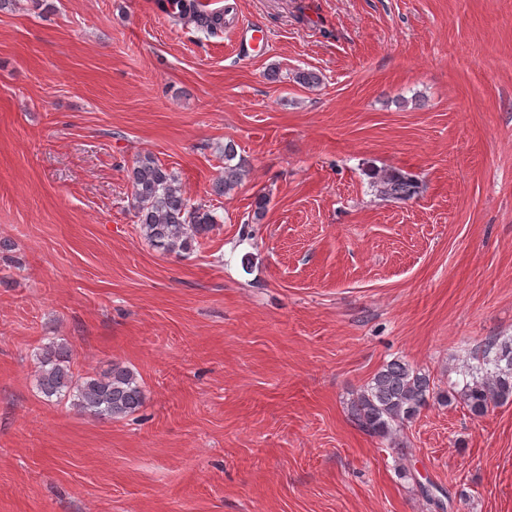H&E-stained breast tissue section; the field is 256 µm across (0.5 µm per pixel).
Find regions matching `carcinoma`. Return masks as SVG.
Here are the masks:
<instances>
[{
    "label": "carcinoma",
    "mask_w": 512,
    "mask_h": 512,
    "mask_svg": "<svg viewBox=\"0 0 512 512\" xmlns=\"http://www.w3.org/2000/svg\"><path fill=\"white\" fill-rule=\"evenodd\" d=\"M157 7L175 22H191L214 35L224 29V14L201 9L199 0H156ZM224 171L213 192L229 195L248 178L250 169L238 157L237 144L222 148ZM370 185L384 199L406 201L420 193L416 176L396 169L372 168ZM133 210L142 236L165 253H189L198 238L218 223L213 210L194 204L182 190L178 175L150 154L138 157L130 171ZM37 385L47 399L71 400L80 413L118 420L137 412L144 392L134 371L118 363L102 374L77 378L72 370L73 351L66 342H51L36 354ZM470 380L459 391L439 395L450 405L460 401L475 418L512 401V339L487 341L478 364L469 368ZM434 385L429 374L403 360L384 365L350 402V414L367 434L396 442L397 433L425 408Z\"/></svg>",
    "instance_id": "obj_1"
}]
</instances>
